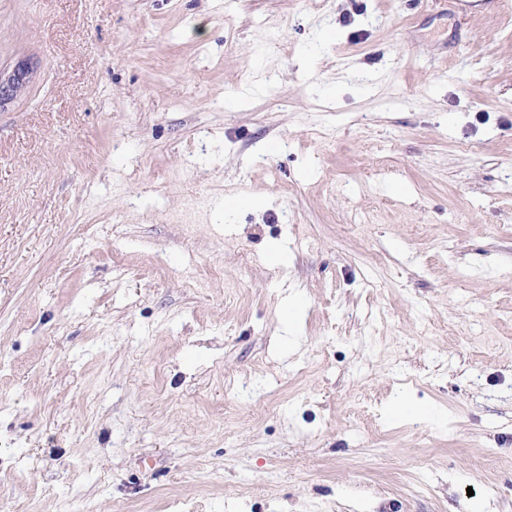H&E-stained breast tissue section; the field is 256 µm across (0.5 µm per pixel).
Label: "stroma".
I'll use <instances>...</instances> for the list:
<instances>
[{
	"label": "stroma",
	"instance_id": "1",
	"mask_svg": "<svg viewBox=\"0 0 512 512\" xmlns=\"http://www.w3.org/2000/svg\"><path fill=\"white\" fill-rule=\"evenodd\" d=\"M21 61L0 512H512V5L0 0Z\"/></svg>",
	"mask_w": 512,
	"mask_h": 512
}]
</instances>
